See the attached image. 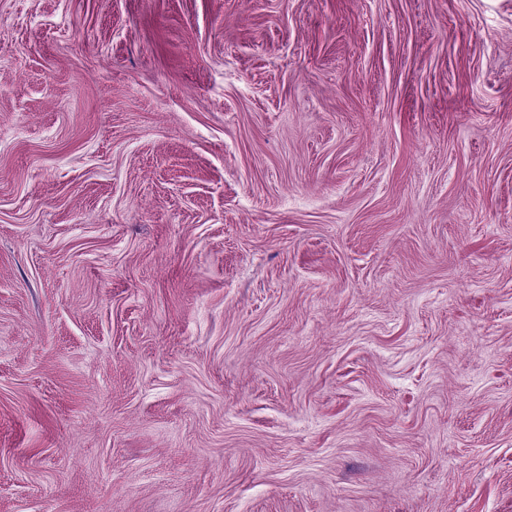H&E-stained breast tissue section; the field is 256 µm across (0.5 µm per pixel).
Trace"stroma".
Masks as SVG:
<instances>
[{
	"label": "stroma",
	"mask_w": 512,
	"mask_h": 512,
	"mask_svg": "<svg viewBox=\"0 0 512 512\" xmlns=\"http://www.w3.org/2000/svg\"><path fill=\"white\" fill-rule=\"evenodd\" d=\"M0 512H512V0H0Z\"/></svg>",
	"instance_id": "obj_1"
}]
</instances>
